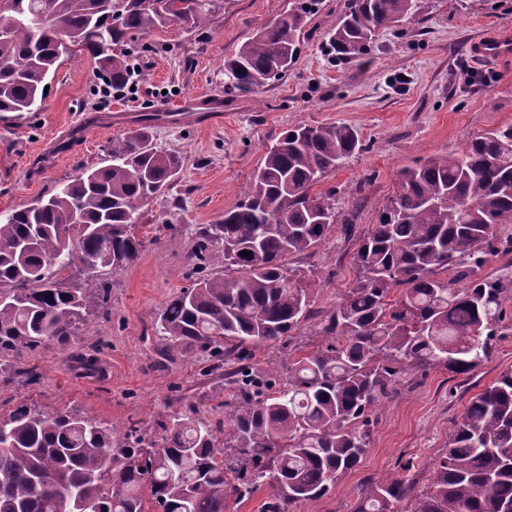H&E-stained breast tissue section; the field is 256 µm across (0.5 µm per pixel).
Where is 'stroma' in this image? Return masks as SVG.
Wrapping results in <instances>:
<instances>
[{
    "label": "stroma",
    "instance_id": "1",
    "mask_svg": "<svg viewBox=\"0 0 512 512\" xmlns=\"http://www.w3.org/2000/svg\"><path fill=\"white\" fill-rule=\"evenodd\" d=\"M294 0H216L205 25L160 27L128 34L118 49L138 65L135 90L98 103V65L78 50L62 57L39 111L0 121V213L49 197L57 187L104 165L113 141L145 111L162 113L153 143L177 154L175 181L139 211L144 241L130 265L104 276L110 311L93 315L88 335L69 344L47 341L23 351L19 367L35 369L0 381V415L33 403L52 412L75 411L111 427L122 438L130 423L147 433L159 423L199 409L224 416V378L207 372L202 354L172 359L157 352L161 314L190 286L194 231L213 224L243 198L254 170L282 132L297 126L343 122L361 133L364 150L315 185L336 193L353 236L332 229L288 265L310 288L312 315L291 335L252 350V362L288 379V364L317 347L321 322L356 279L360 239L377 223L383 202L398 190L397 173L431 158L459 152L467 138L512 125V61L488 63L469 51L484 34L512 28V0H423L415 20L380 31L360 57L335 59L328 50L346 0H315L306 15L298 53L288 72L250 95L224 92V58ZM224 101V122L210 128L169 115L196 95ZM95 357L86 373L71 356ZM512 371V330L465 375L441 366L406 369L397 395L370 416V448L323 497L295 512H354L368 481L400 478L425 487L435 461L469 400Z\"/></svg>",
    "mask_w": 512,
    "mask_h": 512
}]
</instances>
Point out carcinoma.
Masks as SVG:
<instances>
[{
	"label": "carcinoma",
	"mask_w": 512,
	"mask_h": 512,
	"mask_svg": "<svg viewBox=\"0 0 512 512\" xmlns=\"http://www.w3.org/2000/svg\"><path fill=\"white\" fill-rule=\"evenodd\" d=\"M421 3L347 0L330 53L364 54L379 30L416 18ZM215 9L214 0H0V112L43 103L47 78L75 47L122 84L128 64L112 47L127 34L172 18L199 26ZM306 13L298 0L224 59V88L251 94L283 77ZM159 119L141 113L139 127L112 142V163L60 185L40 207L0 214V357L45 341L66 344L81 335L89 302L107 307L109 288L92 274L138 258L139 211L180 170L179 157L149 136ZM362 149L345 124L288 129L265 153L244 200L197 230L195 282L167 304L159 350L204 352L215 359L211 372L240 351L242 365L224 374V420L213 426L192 408L160 424L159 434L133 422L115 441L93 419L20 404L0 416V512H146V489L160 512H227L262 482L275 488L264 512H290L360 463L370 446L367 414L394 397L406 368L467 374L490 356L512 278L470 275L488 256L512 253V233L500 236L512 225V125L400 170L398 192L361 238L357 281L321 329L324 344L289 364L279 388L272 371L249 363L245 345L288 336L309 316V289L287 259L340 220L336 191L312 188ZM65 232L90 262V277L79 283L62 277L76 267ZM450 269L454 277H438ZM355 512H512V372L471 398L426 488L398 478L370 482Z\"/></svg>",
	"instance_id": "1"
}]
</instances>
